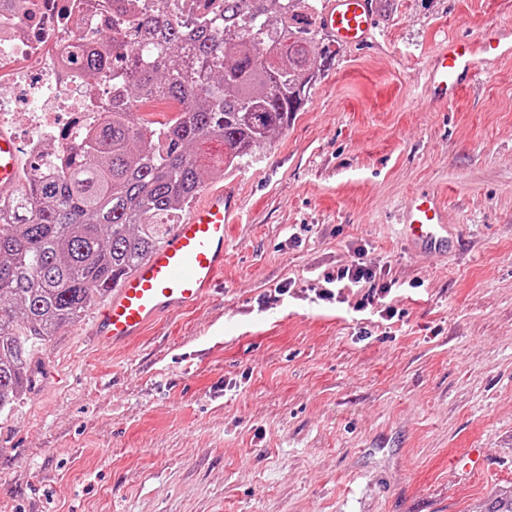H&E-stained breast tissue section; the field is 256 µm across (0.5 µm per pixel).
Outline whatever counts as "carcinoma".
<instances>
[{
    "mask_svg": "<svg viewBox=\"0 0 512 512\" xmlns=\"http://www.w3.org/2000/svg\"><path fill=\"white\" fill-rule=\"evenodd\" d=\"M322 10V0H222L187 28L127 0L128 37H147L152 54L108 35L78 61L90 75L112 62V111L0 219V414L34 389L33 341L78 323L198 195L194 144L224 142L210 165L221 176L288 127L332 60ZM138 96L175 103L178 116L159 128L136 124ZM484 512H512V489L498 490Z\"/></svg>",
    "mask_w": 512,
    "mask_h": 512,
    "instance_id": "carcinoma-1",
    "label": "carcinoma"
}]
</instances>
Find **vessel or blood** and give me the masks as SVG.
Here are the masks:
<instances>
[{"instance_id": "obj_1", "label": "vessel or blood", "mask_w": 512, "mask_h": 512, "mask_svg": "<svg viewBox=\"0 0 512 512\" xmlns=\"http://www.w3.org/2000/svg\"><path fill=\"white\" fill-rule=\"evenodd\" d=\"M374 21L371 0H326L322 14L331 38L350 46L369 40ZM511 50L512 40H452L433 57L427 86L435 99L447 100L478 58ZM21 151L16 134L0 127V191L16 187ZM240 210L237 197L224 188L206 191L165 241L110 290L93 323V340L105 348L124 345L162 316L200 304L224 269V229ZM404 224L410 245L433 248L444 240L446 211L435 195L422 192L408 200Z\"/></svg>"}]
</instances>
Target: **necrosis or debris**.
Listing matches in <instances>:
<instances>
[{
    "label": "necrosis or debris",
    "instance_id": "necrosis-or-debris-1",
    "mask_svg": "<svg viewBox=\"0 0 512 512\" xmlns=\"http://www.w3.org/2000/svg\"><path fill=\"white\" fill-rule=\"evenodd\" d=\"M9 35L0 58L15 60L9 84L16 99L0 102V124L22 135L20 183L56 172L71 148L112 109V71L104 69L97 90L86 89L71 59L92 46L102 31L118 34L126 18L107 12L101 0H22L0 17Z\"/></svg>",
    "mask_w": 512,
    "mask_h": 512
}]
</instances>
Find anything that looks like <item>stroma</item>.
<instances>
[{
  "label": "stroma",
  "mask_w": 512,
  "mask_h": 512,
  "mask_svg": "<svg viewBox=\"0 0 512 512\" xmlns=\"http://www.w3.org/2000/svg\"><path fill=\"white\" fill-rule=\"evenodd\" d=\"M375 18L270 146L204 176L244 200L218 291L121 349L84 341L91 308L36 348L48 380L0 416V512H472L512 486V53L451 101L424 85L443 42L512 26V0ZM419 190L454 255L403 240ZM359 255L399 317L316 299Z\"/></svg>",
  "instance_id": "35a3bbf8"
}]
</instances>
